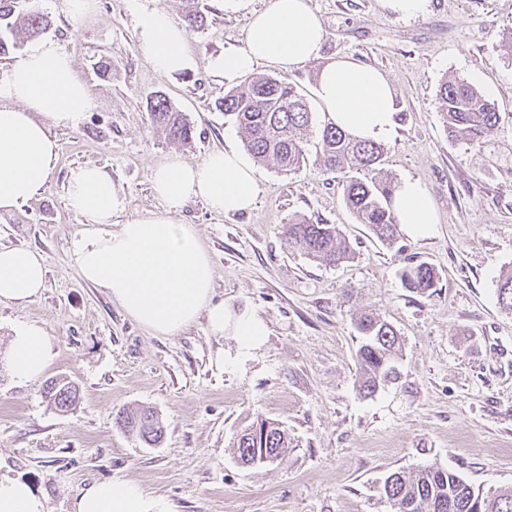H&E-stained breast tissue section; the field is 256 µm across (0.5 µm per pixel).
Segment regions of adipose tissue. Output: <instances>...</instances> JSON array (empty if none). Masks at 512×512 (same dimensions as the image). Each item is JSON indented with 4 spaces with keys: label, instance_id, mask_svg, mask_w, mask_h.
Masks as SVG:
<instances>
[{
    "label": "adipose tissue",
    "instance_id": "obj_1",
    "mask_svg": "<svg viewBox=\"0 0 512 512\" xmlns=\"http://www.w3.org/2000/svg\"><path fill=\"white\" fill-rule=\"evenodd\" d=\"M137 49L156 69L175 74L192 65L183 27L161 8L137 17ZM326 32L309 0H270L253 12L244 48H228L208 67L225 84L238 83L258 65L291 71L319 57ZM322 110L340 128L367 140L389 137L396 125L390 83L379 70L350 59L325 65L316 83ZM0 214L44 192L58 146L48 125L76 126L95 99L77 79L68 54L50 42L33 44L0 81ZM162 212L112 229L126 208L111 174L99 166L72 172L69 202L87 222L73 243V260L84 281L105 289L125 313L162 336H174L205 320L210 334L236 337L241 352L260 347L269 329L256 312H238L213 299V268L194 225L174 219L187 200L199 198L215 212L249 210L257 196L251 156L235 147L190 163L173 154L153 172ZM394 209L408 236L432 233L436 210L423 183L404 179ZM45 281L41 257L28 248L0 249V302L26 303ZM43 327L16 328L8 347V370L20 384L37 382L52 361ZM0 512H48L47 502L27 482L0 477ZM74 512H169L162 499L132 480L98 481L84 488Z\"/></svg>",
    "mask_w": 512,
    "mask_h": 512
}]
</instances>
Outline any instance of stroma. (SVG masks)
<instances>
[{
    "label": "stroma",
    "instance_id": "obj_1",
    "mask_svg": "<svg viewBox=\"0 0 512 512\" xmlns=\"http://www.w3.org/2000/svg\"><path fill=\"white\" fill-rule=\"evenodd\" d=\"M269 2L209 0L207 27L187 34L193 67L167 74L137 51L136 16L160 7L180 19L181 0H93L80 18L68 0H36L52 20L45 40L70 56L97 102L79 125L49 126L59 153L44 193L0 217V248L34 249L46 269L34 301L0 302V476L27 481L49 512H73L84 487L112 479L137 481L171 512H393L385 478L419 466L453 471L483 493L512 487V310L496 292L512 270V0H427L415 18L383 0H310L326 30L322 55L286 80L306 91L320 124L315 84L325 64L348 57L381 70L397 118L383 169L397 183L419 179L438 222L430 236L380 243L346 209L342 174L310 166L291 174L258 166L259 192L245 213L187 201L174 219L194 225L209 253L215 300L265 320L259 348L240 355L235 337L209 335L202 320L154 335L81 279L72 250L86 219L67 201L71 172L106 167L127 199L125 222L161 212L152 174L167 155L197 161L241 146L238 126L218 108L228 87L208 61L243 46L251 13ZM104 57L108 81L96 73ZM447 77L479 87L501 114L480 145L448 137L437 99ZM156 92L193 126L190 146L153 127L147 100ZM295 216L337 225L353 259L326 267L288 248ZM412 262L438 273L427 294L401 285ZM361 310L404 340L398 380L371 395L358 382ZM25 323L51 338L47 376L78 384L74 410L48 406L41 383L10 378L3 356ZM137 407L161 419L159 445L117 426L119 411ZM260 419L284 425L292 446L283 460L242 467L234 436Z\"/></svg>",
    "mask_w": 512,
    "mask_h": 512
}]
</instances>
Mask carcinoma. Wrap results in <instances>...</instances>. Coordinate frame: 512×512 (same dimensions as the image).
Returning a JSON list of instances; mask_svg holds the SVG:
<instances>
[{"label":"carcinoma","instance_id":"carcinoma-1","mask_svg":"<svg viewBox=\"0 0 512 512\" xmlns=\"http://www.w3.org/2000/svg\"><path fill=\"white\" fill-rule=\"evenodd\" d=\"M20 3L0 0V57L19 50L24 41L44 34L51 26L48 15L34 4L22 9ZM183 4V20L188 27L204 28L210 12L207 0H183ZM437 99L448 136L455 141L477 145L501 120L495 104L464 79H445ZM221 109L242 130L244 148L259 164L291 173L310 162L322 171L354 173L344 188L347 208L379 241L394 240L398 226L392 206L396 185L383 172L382 144L360 140L327 119L318 130L319 151L309 160L304 135L312 124L313 112L296 85L271 75L255 76L242 88L227 91ZM148 111L165 139L181 145L191 143L192 127L166 95L151 96ZM288 247L327 266L352 256L336 225L314 223L304 217L288 220ZM400 281L407 290L425 294L435 286L437 273L429 263H413L401 270ZM497 292L500 304L512 310L511 272L500 276ZM355 327L362 336L357 352L360 388L370 394L395 373L402 341L391 324L371 313L359 315ZM42 390L61 412L75 408L80 400L76 384L65 378L46 380ZM117 423L147 446L158 444L163 437L159 417L150 408L123 411ZM289 444L284 426L262 420L237 433L235 448L239 463L250 467L264 453L275 460L284 458ZM383 491L395 512H512V489L483 495L443 468L394 472L385 479Z\"/></svg>","mask_w":512,"mask_h":512}]
</instances>
